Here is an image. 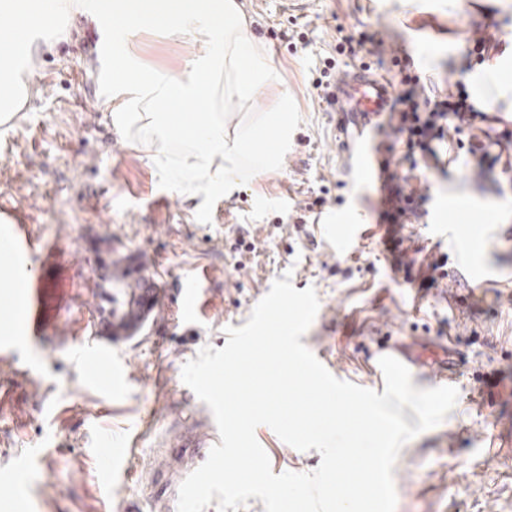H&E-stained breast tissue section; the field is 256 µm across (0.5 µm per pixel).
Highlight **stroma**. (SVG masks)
<instances>
[{
	"instance_id": "35a3bbf8",
	"label": "stroma",
	"mask_w": 512,
	"mask_h": 512,
	"mask_svg": "<svg viewBox=\"0 0 512 512\" xmlns=\"http://www.w3.org/2000/svg\"><path fill=\"white\" fill-rule=\"evenodd\" d=\"M236 2L279 79L243 103L219 97L224 126L257 119L284 98L295 122L274 148V168L242 166L218 193L184 191L114 125L97 80L111 29L81 13L62 29L46 18L52 38L32 49L30 94L0 125V204L21 211L31 229L27 260L48 313L44 330L10 337L0 352V482L14 486L0 495V512H177L178 491L160 467L188 435L220 441L182 367L203 346L223 348L226 327L246 324L286 273L297 290L314 288L320 302L302 344L348 382L383 385L372 336H414L429 353L441 339L458 344L456 405L401 449L396 512H512V463L497 460L495 443L512 429V384L486 378L512 373V146L480 179L467 152H456L447 174L431 177L426 222L411 226L425 254L454 260L470 248L489 270L466 315L451 300L468 292L456 267L419 300L393 268L374 236L376 187L351 179L348 147L313 88L320 60L352 70L341 51L345 38L377 33L386 50L380 69L391 67L390 50L403 49L415 58L426 95L456 90L479 67L468 54L471 29L502 32L489 57L512 52V6L470 0L463 15L442 0H303L290 11L277 0ZM125 44L145 73L201 75L202 43L184 30L137 27ZM319 198L341 221L327 223L312 210ZM451 199L469 203L471 217L443 237L437 226ZM351 222L365 229L358 247L365 258L357 263L341 240ZM108 261L152 275L167 291L191 274L209 282L197 310L172 304L167 340L141 334L114 343L125 375L118 389L110 367L89 356L94 340L79 333L58 341L79 289ZM256 438L273 473H310L321 462L317 450L298 451L268 426ZM127 447L134 453L112 478L115 455Z\"/></svg>"
}]
</instances>
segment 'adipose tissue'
<instances>
[{
    "instance_id": "obj_1",
    "label": "adipose tissue",
    "mask_w": 512,
    "mask_h": 512,
    "mask_svg": "<svg viewBox=\"0 0 512 512\" xmlns=\"http://www.w3.org/2000/svg\"><path fill=\"white\" fill-rule=\"evenodd\" d=\"M123 10L133 23L153 20L155 24L189 27L208 46L201 68L224 79V92L230 98H247L259 85L276 83L278 74L261 47L242 23L233 0H55V14L65 17L81 12L100 19ZM24 53L0 50V118L9 119L28 95L20 72ZM113 63L122 65L125 79L118 93L125 99L113 118L126 135L152 144L153 162L170 168L178 184L194 183L208 192H218L233 181L241 161L264 168L272 163L263 142L273 131L288 129V107L277 105L262 118L234 132L224 129L220 112H161L162 102L209 104L212 90L197 81L187 82L159 73L142 78L127 55L115 54ZM468 79L477 92L504 99L512 95V54L499 57L490 67L470 73ZM179 139L186 147L179 161H170L168 144Z\"/></svg>"
}]
</instances>
